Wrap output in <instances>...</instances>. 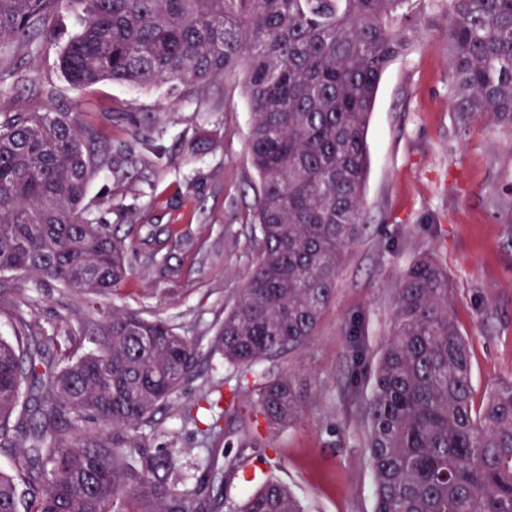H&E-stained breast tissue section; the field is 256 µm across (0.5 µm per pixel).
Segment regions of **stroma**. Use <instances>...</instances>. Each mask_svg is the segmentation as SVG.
I'll use <instances>...</instances> for the list:
<instances>
[{"mask_svg":"<svg viewBox=\"0 0 512 512\" xmlns=\"http://www.w3.org/2000/svg\"><path fill=\"white\" fill-rule=\"evenodd\" d=\"M54 40L17 53L24 85L0 86V112L81 109L104 138L129 140L119 112L155 117L153 146L90 185L86 218L117 226L134 271L116 304L168 322L208 348L224 311L259 252L252 222L258 177L247 151L249 112L241 80L200 93L142 90L103 81L70 85L60 49L78 28L60 14ZM53 86L45 103L35 87ZM445 19L436 16L415 50L383 74L367 129L366 222L340 270L336 294L301 350L245 373L201 355L197 377L143 430L151 450L180 448L183 471L201 473L211 451L239 459L227 502L242 500L267 475L307 512H373L374 482L360 409L392 329L393 299L408 264L432 254L453 283L451 314L467 336L476 401L512 377V128L476 120L459 129L450 107ZM25 318L60 350H89L77 298L59 283L0 274V336ZM286 373L304 394L296 422L278 428L255 419L256 379ZM230 398L213 421L196 406L205 391ZM216 423L214 441L202 435Z\"/></svg>","mask_w":512,"mask_h":512,"instance_id":"35a3bbf8","label":"stroma"}]
</instances>
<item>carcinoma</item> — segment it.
I'll return each mask as SVG.
<instances>
[{
    "mask_svg": "<svg viewBox=\"0 0 512 512\" xmlns=\"http://www.w3.org/2000/svg\"><path fill=\"white\" fill-rule=\"evenodd\" d=\"M424 0H0V82L25 81L15 53L78 32L59 58L76 88L102 81L198 92L244 72L260 248L211 352L229 365L301 349L332 303L364 224L368 120L383 73L432 24ZM448 30L451 110L512 127V0H435ZM143 141L153 118L118 112ZM112 145L74 112L0 113V273L56 281L86 303L95 350L46 359L29 326L0 339V512H220L208 474L185 482L181 450L147 449L142 429L199 364L167 322L102 304L133 272L125 240L84 218ZM448 270L408 266L393 328L362 410L374 512H512V380L475 408L469 345L449 310ZM256 414L297 417L287 375L254 385ZM229 512H305L268 477Z\"/></svg>",
    "mask_w": 512,
    "mask_h": 512,
    "instance_id": "1",
    "label": "carcinoma"
}]
</instances>
